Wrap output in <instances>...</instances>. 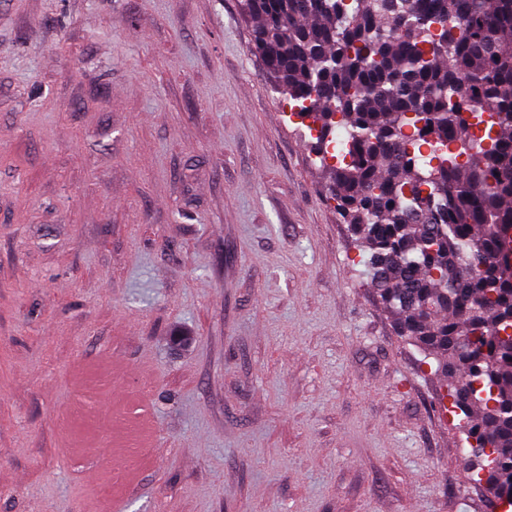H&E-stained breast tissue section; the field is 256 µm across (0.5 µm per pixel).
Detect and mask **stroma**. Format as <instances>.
Segmentation results:
<instances>
[{
    "label": "stroma",
    "instance_id": "35a3bbf8",
    "mask_svg": "<svg viewBox=\"0 0 512 512\" xmlns=\"http://www.w3.org/2000/svg\"><path fill=\"white\" fill-rule=\"evenodd\" d=\"M240 0H0V512H499Z\"/></svg>",
    "mask_w": 512,
    "mask_h": 512
}]
</instances>
